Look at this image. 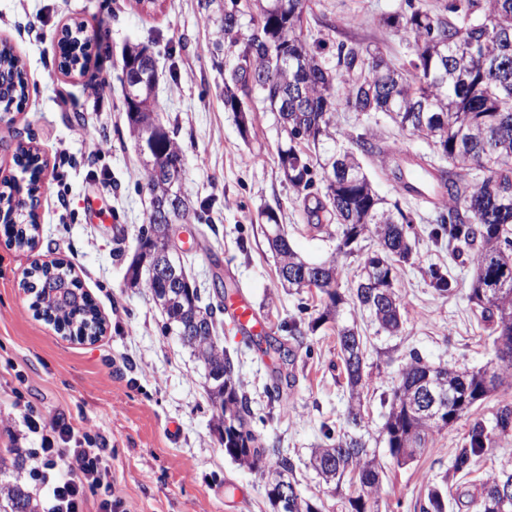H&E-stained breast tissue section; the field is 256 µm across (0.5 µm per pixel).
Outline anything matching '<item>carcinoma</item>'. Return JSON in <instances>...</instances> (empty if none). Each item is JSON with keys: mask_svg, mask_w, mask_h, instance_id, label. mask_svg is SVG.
Instances as JSON below:
<instances>
[{"mask_svg": "<svg viewBox=\"0 0 512 512\" xmlns=\"http://www.w3.org/2000/svg\"><path fill=\"white\" fill-rule=\"evenodd\" d=\"M206 24L212 30V53L227 50L235 63L224 72V106L240 114L251 99L258 98L277 114L286 143L278 158L288 183L306 191L304 211L320 218L326 212L341 228L339 243L320 263L303 259L292 247L272 212L264 213L271 230L268 243L276 256L282 287L300 293L319 281L316 289L328 302L308 323L313 331L327 321L336 323L342 369L350 393L347 429L315 449L311 466L327 485H358L347 499V512H378L383 468L370 452V439L361 413L364 387L365 348L356 324L339 322L342 295L336 290L339 258L361 250L360 242L375 237L378 249L361 262L353 304L367 312L377 333L397 334L402 325L400 302L395 292L397 264L412 256L410 224L398 204H389L375 191L354 153L338 146L336 112L338 101L353 112H383L398 118L396 125L423 128L424 137L440 144V159L448 167L437 170L448 221L441 222L448 241L464 244L473 270L470 301L481 318L492 325L497 354L512 353V166L496 162L512 160V0H451L445 19L423 7L394 13L387 22L413 40L414 58L409 67L389 72L370 65L362 68L361 56L379 48L341 43L336 60L323 53L319 39L308 42L301 16L308 13L306 0H199ZM465 29L468 40L458 39ZM60 65L85 68L90 61L87 46L73 55L69 43L59 41ZM138 46L125 49L121 58L123 97L128 127L142 158L145 187L149 195L147 222L138 236L139 258L127 266L125 285L145 288L164 316L163 332L180 338L207 371V394L213 409L215 431L224 453L234 461L267 474V497L274 512H319L300 493L281 498L279 486H297L291 478L294 466L280 456L269 459L270 448L251 426L253 411L238 383L235 362L221 344L218 315L224 312L229 285H214L213 296L204 302L191 285L184 255L168 238L166 224H187L191 217L182 193L184 154L176 139L155 112L157 74L152 57L138 58ZM8 85L0 93L22 105L27 81L11 47L0 46V76ZM352 141L365 154L386 153L384 147L360 132ZM17 164L29 174L28 196L36 199L40 156L31 151L17 156ZM321 174H336V185L324 184V198H315L314 168ZM13 185L0 191L4 228L22 248L35 236V207L13 210ZM166 203L167 214L157 210ZM163 252L178 271L167 280L152 273L154 254ZM23 287L33 292L34 304L44 319L79 335L93 327L97 307L78 282L69 278L63 265L50 269L34 267ZM68 280L81 297L76 307L51 301L46 289ZM486 369L432 366L413 355L400 372L383 428V441L390 456L406 464L420 456L429 437L468 414L512 377V369L487 383ZM430 387L451 397L438 407V415L424 411L421 390ZM512 431V401L498 404L494 425L487 428L477 419L461 447L455 449L449 470L462 478L474 472L477 461L492 450L496 438ZM512 493V469L506 467L474 485L468 507L473 512H498V489ZM451 495L448 475L428 481L421 512H448ZM0 499L10 512H37L30 495L19 484L0 482Z\"/></svg>", "mask_w": 512, "mask_h": 512, "instance_id": "cac0c4a2", "label": "carcinoma"}]
</instances>
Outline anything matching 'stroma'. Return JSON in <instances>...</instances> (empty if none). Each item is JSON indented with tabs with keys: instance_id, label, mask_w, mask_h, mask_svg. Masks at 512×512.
<instances>
[{
	"instance_id": "1",
	"label": "stroma",
	"mask_w": 512,
	"mask_h": 512,
	"mask_svg": "<svg viewBox=\"0 0 512 512\" xmlns=\"http://www.w3.org/2000/svg\"><path fill=\"white\" fill-rule=\"evenodd\" d=\"M309 5L325 54H334L338 43L362 41L379 47L394 64L412 58L409 38L386 23L389 15L407 11L408 0ZM76 21L92 38L91 61L87 69L69 73L59 66L58 40ZM211 39L198 0H152L147 7L141 0H0V42L23 60L28 83L22 106L0 111V181L27 189L29 176L15 162L19 146L45 162L36 246L17 247L0 233V480L19 482L34 501H43L49 483L66 472L49 471L44 481L31 477L30 454L42 441L25 425L30 415L42 424L63 418L104 445L109 479L126 512H273L260 472L225 455L212 429L203 366L177 337L162 334L163 317L150 293L124 285L149 210L119 80L124 48L140 44L158 67L156 110L183 149L182 191L201 209L200 219L177 227L190 280L205 296L216 277L234 284L272 336L281 335L284 322H310L326 301L316 291L281 287L264 212L274 211L293 248L312 262L335 249L339 226H308L303 195L279 168L285 134L274 113L252 101L249 131L241 133L236 113L224 106V64L232 56L214 57ZM336 128L344 135L366 130L372 141L403 147L414 158L433 154L426 138L398 128L380 112L339 108ZM95 138L110 144L105 156L93 155ZM360 161L379 195L411 214L415 234L412 260L398 266L401 331L377 333L366 312L343 307L345 320L356 323L365 342V426L378 438L383 401L411 354L470 370L497 357L469 300V260L450 257L447 238L432 235L438 206L405 192L388 176L383 157L364 154ZM58 261L98 307L104 331L95 342L63 336L35 317L33 298L22 290L33 263ZM434 269L450 281L447 294L432 287ZM220 337L238 355L237 375L256 413L255 429L292 460L305 498L320 512H342L340 494L310 465L324 431L344 426L349 405L333 325H322L303 342H289L285 362L257 351L232 326H224ZM282 369L295 383L287 402L273 404L266 388ZM502 400H512V386L500 387L433 434L411 463L397 465L377 445L385 470L380 512H419L428 478L448 471L474 420L492 423Z\"/></svg>"
}]
</instances>
